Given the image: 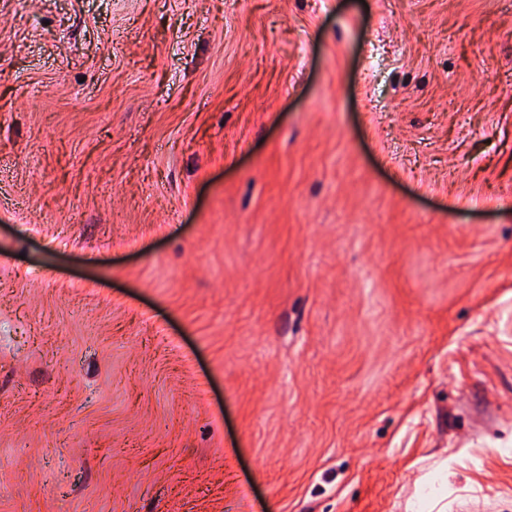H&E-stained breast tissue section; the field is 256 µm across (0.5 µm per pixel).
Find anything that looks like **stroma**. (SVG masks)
Listing matches in <instances>:
<instances>
[{
	"instance_id": "1",
	"label": "stroma",
	"mask_w": 512,
	"mask_h": 512,
	"mask_svg": "<svg viewBox=\"0 0 512 512\" xmlns=\"http://www.w3.org/2000/svg\"><path fill=\"white\" fill-rule=\"evenodd\" d=\"M512 512V0H0V512Z\"/></svg>"
}]
</instances>
